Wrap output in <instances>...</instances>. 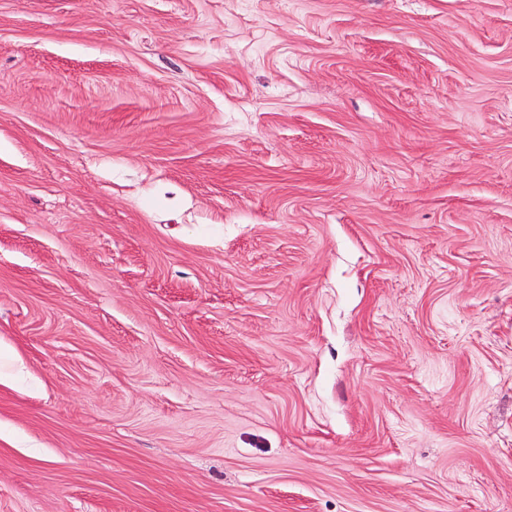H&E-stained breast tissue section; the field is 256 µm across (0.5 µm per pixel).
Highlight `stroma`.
<instances>
[{"label": "stroma", "mask_w": 512, "mask_h": 512, "mask_svg": "<svg viewBox=\"0 0 512 512\" xmlns=\"http://www.w3.org/2000/svg\"><path fill=\"white\" fill-rule=\"evenodd\" d=\"M0 512H512V0H0Z\"/></svg>", "instance_id": "1"}]
</instances>
